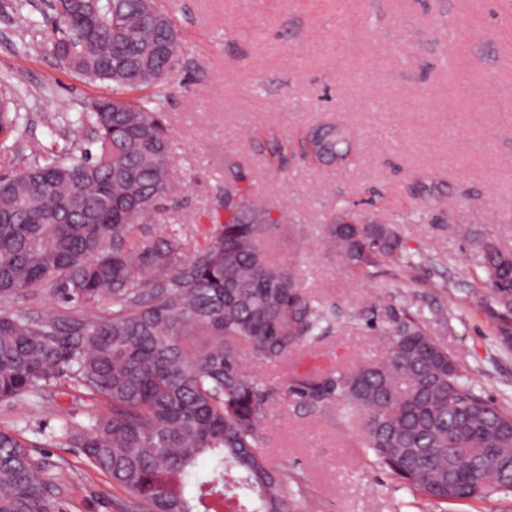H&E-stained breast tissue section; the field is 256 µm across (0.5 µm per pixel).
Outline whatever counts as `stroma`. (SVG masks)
<instances>
[{
    "instance_id": "35a3bbf8",
    "label": "stroma",
    "mask_w": 512,
    "mask_h": 512,
    "mask_svg": "<svg viewBox=\"0 0 512 512\" xmlns=\"http://www.w3.org/2000/svg\"><path fill=\"white\" fill-rule=\"evenodd\" d=\"M31 16L0 0V73L28 91L30 137L0 152V175L21 168L31 139L50 142L45 123L108 94L59 66L42 0ZM187 44L167 106L177 163L190 184L166 221L188 235L210 225L209 202L236 162L254 192L286 216L293 235L277 237V259L293 260L306 291L342 309L363 307L322 341L286 363L255 364L274 390L260 441L287 469L305 512H512V497L492 494L440 509L411 496L391 476L366 467L357 431L332 414L309 413L288 394L296 371L323 373L379 360L375 327L420 314L483 395L512 412V350L471 296L482 255L471 235L512 252V7L507 0H161ZM25 42L41 55L22 58ZM51 95H44V87ZM346 128L347 160L317 155L319 126ZM398 225L416 261L412 296L394 269L374 278L348 273L319 241L341 208ZM59 412L25 399L0 404V426L44 443L61 418L87 422L93 403L58 395ZM66 487V512H118L107 478L82 475L80 457L46 446Z\"/></svg>"
}]
</instances>
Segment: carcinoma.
<instances>
[{"label": "carcinoma", "mask_w": 512, "mask_h": 512, "mask_svg": "<svg viewBox=\"0 0 512 512\" xmlns=\"http://www.w3.org/2000/svg\"><path fill=\"white\" fill-rule=\"evenodd\" d=\"M53 49L90 83L112 85L76 119L52 124L65 145L33 141L25 167L0 177V403L57 409L67 388L103 407L64 422L48 442L79 450L124 512H298L302 490L260 448L272 399L244 357L276 365L331 335L342 310L312 298L293 263L271 257L272 207L228 164L203 243L159 220L187 185L174 163L168 85L185 60L158 0H56ZM17 93L0 79V150L25 131ZM315 151L343 160L344 130ZM322 243L352 274L414 262L399 229L349 210ZM480 301L512 348V253L488 237ZM51 304L45 306L41 295ZM29 298L20 309L15 300ZM381 360L294 373L288 394L310 413L336 411L361 430L365 465L400 481L413 503L512 496V413L484 397L408 316L377 330ZM0 428V512H62L57 467Z\"/></svg>", "instance_id": "obj_1"}]
</instances>
